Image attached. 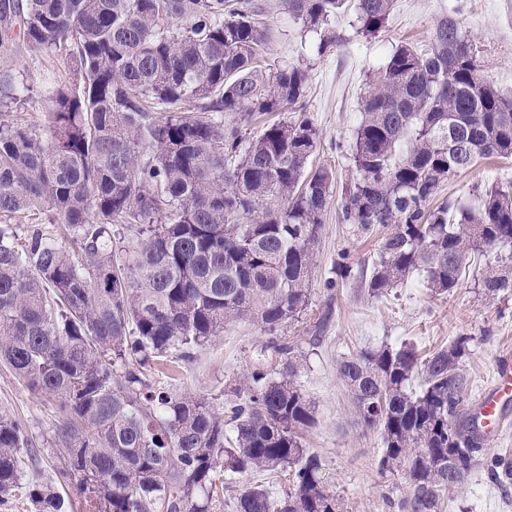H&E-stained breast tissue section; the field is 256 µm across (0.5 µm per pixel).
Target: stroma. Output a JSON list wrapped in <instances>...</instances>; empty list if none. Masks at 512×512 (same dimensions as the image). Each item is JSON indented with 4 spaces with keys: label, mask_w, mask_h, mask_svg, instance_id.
<instances>
[{
    "label": "stroma",
    "mask_w": 512,
    "mask_h": 512,
    "mask_svg": "<svg viewBox=\"0 0 512 512\" xmlns=\"http://www.w3.org/2000/svg\"><path fill=\"white\" fill-rule=\"evenodd\" d=\"M264 2L268 64L291 62L309 70L303 107L320 136L311 164L333 170L334 196H341L355 176L351 145L370 73L398 44L429 48L443 16L458 18L483 75L500 93L512 97V0H394L385 26L371 37L356 34L355 5L347 0L332 24L339 41L322 55L316 52L317 35L304 32L281 0ZM6 67L19 81L34 86L76 78L75 66L64 56L25 48L1 50L0 68ZM492 184L512 190V158L481 160L445 182L437 198L471 204L478 188ZM382 237V232L365 234L356 225L341 223L335 209H328L315 247L310 306L281 331L282 338L307 356L299 381L312 406L314 424L306 430L304 442L322 458L345 512H394L390 503L400 496L403 478L384 477L377 470L382 434L354 417L337 371L343 357L384 343L405 342L424 354L449 346L456 337H470L464 371L467 400L472 403L489 385L499 357L512 352V290L485 296L479 286L482 266H470L447 297L432 294L423 277L415 274L387 298L371 299L362 271L371 265ZM281 367L269 335L250 323L234 322L223 335L195 349L189 359L150 370L147 380L178 393L215 396L221 406L229 407L237 401L236 388L254 369L274 373ZM0 416L20 422L35 446L34 451H20L22 487L0 505V512H31L30 492L52 478L58 463L59 417L53 405L32 394L2 364ZM216 483L211 512H233L231 503L246 485L260 484L278 495L287 479L273 472L251 477L222 472ZM443 512H512V484L500 486L485 465H478L462 489L446 501Z\"/></svg>",
    "instance_id": "obj_1"
}]
</instances>
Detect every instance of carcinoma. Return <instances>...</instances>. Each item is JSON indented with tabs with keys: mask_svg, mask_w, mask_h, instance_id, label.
<instances>
[{
	"mask_svg": "<svg viewBox=\"0 0 512 512\" xmlns=\"http://www.w3.org/2000/svg\"><path fill=\"white\" fill-rule=\"evenodd\" d=\"M320 35L346 0H282ZM393 0H355L356 33L384 27ZM259 0H0V46L60 53L79 82L33 87L0 70V106L49 104L37 134L0 124V218L27 213L64 227L20 236L0 225V363L60 414L61 466L30 494L61 512L76 485L88 512H209L218 468L289 476L275 497L249 485L235 512H342L321 459L295 344L273 342L285 370H255L229 411L193 393L149 390L143 370L247 320L276 333L310 306L324 216L364 233L392 225L366 279L380 299L418 273L457 288L471 256L512 251V195L476 207L435 202L445 181L492 155L512 157V99L481 73L468 36L443 17L431 46L393 48L375 70L354 131L353 185L333 201V172L311 167L319 131L303 112L307 68L265 64ZM287 121L254 125L264 115ZM486 295L512 289V265L488 264ZM470 337L422 358L404 343L338 366L354 414L378 427L382 475L402 473L397 512H441L483 461L465 408ZM420 380L419 389L413 382ZM21 425L0 417V503L18 487ZM495 481L512 480L496 456Z\"/></svg>",
	"mask_w": 512,
	"mask_h": 512,
	"instance_id": "1",
	"label": "carcinoma"
}]
</instances>
